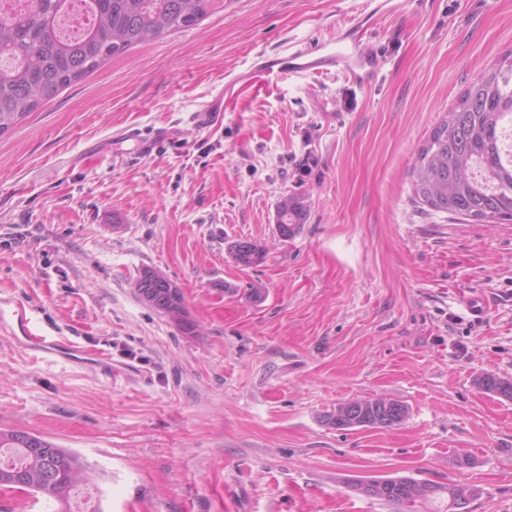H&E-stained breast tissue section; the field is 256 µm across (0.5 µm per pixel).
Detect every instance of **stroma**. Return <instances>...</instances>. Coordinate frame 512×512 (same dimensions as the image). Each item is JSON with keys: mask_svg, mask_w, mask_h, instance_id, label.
Here are the masks:
<instances>
[{"mask_svg": "<svg viewBox=\"0 0 512 512\" xmlns=\"http://www.w3.org/2000/svg\"><path fill=\"white\" fill-rule=\"evenodd\" d=\"M363 2L218 0L0 136V429L75 452L101 512H390L345 483L384 476L512 512V400L476 384L512 381V223L428 212L411 183L432 128L512 49V0H406L365 35L370 87L224 98L254 57L342 32ZM130 128L170 139L137 155ZM287 194L308 213L289 238ZM238 241L262 262L238 264ZM147 268L192 329L140 300ZM19 302L116 378L14 338ZM378 397L407 407L400 425L323 420ZM303 203L295 196H284L277 206V227L281 236L290 237L306 223Z\"/></svg>", "mask_w": 512, "mask_h": 512, "instance_id": "1", "label": "stroma"}]
</instances>
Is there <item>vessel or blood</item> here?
<instances>
[{
	"label": "vessel or blood",
	"instance_id": "1",
	"mask_svg": "<svg viewBox=\"0 0 512 512\" xmlns=\"http://www.w3.org/2000/svg\"><path fill=\"white\" fill-rule=\"evenodd\" d=\"M363 11V16L341 35L313 44L296 43L290 45L287 51L257 57L243 74L245 82L252 88L261 89L286 78L301 80L341 70L354 83L371 85L376 77L375 57L369 45L363 42L361 32L370 26L373 17L379 13V0H367ZM14 318L25 340L35 349L46 352L60 350L67 360L84 362V352L78 346L71 344L63 349L32 331L31 317L25 307H18Z\"/></svg>",
	"mask_w": 512,
	"mask_h": 512
}]
</instances>
